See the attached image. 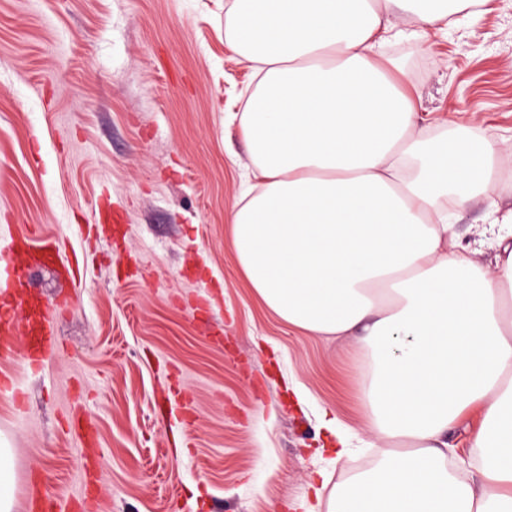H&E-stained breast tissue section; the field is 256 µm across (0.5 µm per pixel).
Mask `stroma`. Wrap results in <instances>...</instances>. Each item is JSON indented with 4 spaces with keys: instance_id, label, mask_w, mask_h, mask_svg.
I'll use <instances>...</instances> for the list:
<instances>
[{
    "instance_id": "35a3bbf8",
    "label": "stroma",
    "mask_w": 512,
    "mask_h": 512,
    "mask_svg": "<svg viewBox=\"0 0 512 512\" xmlns=\"http://www.w3.org/2000/svg\"><path fill=\"white\" fill-rule=\"evenodd\" d=\"M230 6L0 0V248L47 232L78 274L32 273L54 343L23 364L19 306L0 354L12 512H297L376 456L364 351L286 324L238 270L232 116L259 76L224 44ZM383 52L429 140L474 126L512 149V0ZM493 205L512 188L448 212L486 267Z\"/></svg>"
}]
</instances>
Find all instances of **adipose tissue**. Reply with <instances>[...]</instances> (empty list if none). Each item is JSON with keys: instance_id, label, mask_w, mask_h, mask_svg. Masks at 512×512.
Returning a JSON list of instances; mask_svg holds the SVG:
<instances>
[{"instance_id": "ef3b65f1", "label": "adipose tissue", "mask_w": 512, "mask_h": 512, "mask_svg": "<svg viewBox=\"0 0 512 512\" xmlns=\"http://www.w3.org/2000/svg\"><path fill=\"white\" fill-rule=\"evenodd\" d=\"M233 0L224 39L262 78L238 117L253 183L230 226L243 281L282 321L366 352L363 392L378 467L332 491L327 512H512V244L494 267L453 250L494 142L432 146L376 60L415 22L445 30L448 0ZM478 408L473 481L444 466L448 431Z\"/></svg>"}]
</instances>
